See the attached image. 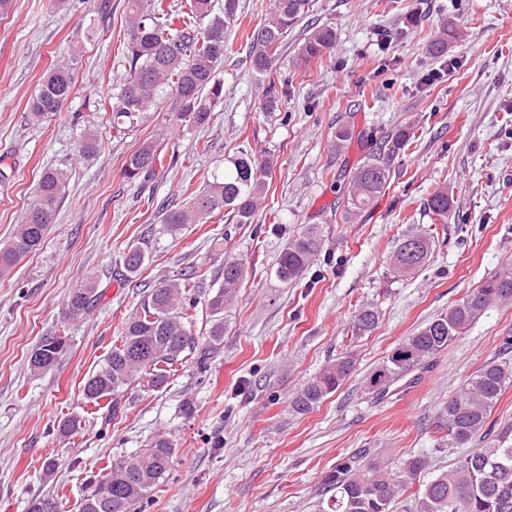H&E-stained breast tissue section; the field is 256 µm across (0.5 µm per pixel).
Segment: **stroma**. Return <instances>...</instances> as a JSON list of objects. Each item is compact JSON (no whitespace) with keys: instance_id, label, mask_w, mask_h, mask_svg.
<instances>
[{"instance_id":"35a3bbf8","label":"stroma","mask_w":512,"mask_h":512,"mask_svg":"<svg viewBox=\"0 0 512 512\" xmlns=\"http://www.w3.org/2000/svg\"><path fill=\"white\" fill-rule=\"evenodd\" d=\"M235 4L217 69L224 102L211 122L175 120L168 94L124 130L109 125L102 101L128 66L127 0H10L0 12V160L14 171L0 186V244L22 222L42 172L69 173L39 250L0 279V512H27L33 496L48 493L62 512H78L112 459L160 432L175 453L140 512H320L325 477L360 449L392 469L424 455L435 472L463 454L440 448L436 418L452 392L499 358L503 336L512 335V305L489 307L385 397L368 391L365 378L403 339L512 266V0H311L267 76L253 70L247 38L273 0ZM93 19L104 34L88 42L79 29ZM450 24L457 36L447 52L429 55L430 41ZM317 26L335 30V48L296 66ZM62 61L72 67L71 96L57 115L27 122L31 95ZM446 61L453 70L430 79ZM271 81L279 102L264 112ZM87 128L100 132L101 149L83 157L78 142ZM400 131L407 138L391 159L387 189L348 217L343 193L352 172L373 140ZM154 140L161 164L148 180L128 179L126 159ZM243 152L267 171L253 223L224 212L160 234L163 200L189 202ZM442 188L451 202L444 221L428 209ZM310 224L321 229L322 249L299 280L283 283L278 255ZM418 231L433 242L428 261L413 274H393L392 252ZM142 244L146 263L136 279L102 278L128 246ZM228 258L243 263L245 276L206 368L177 366L162 389L124 388L115 416L89 413L84 383L119 345L147 285L207 271L191 309L202 342L206 301ZM93 275L101 300L68 321L71 292ZM370 303L379 323L354 337V316ZM60 334L69 339L66 354L49 373L33 374V350ZM344 354L353 369L336 392L306 414L292 413L291 393ZM69 417L80 428L60 434Z\"/></svg>"}]
</instances>
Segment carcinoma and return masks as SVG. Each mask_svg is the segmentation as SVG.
Here are the masks:
<instances>
[{
    "label": "carcinoma",
    "mask_w": 512,
    "mask_h": 512,
    "mask_svg": "<svg viewBox=\"0 0 512 512\" xmlns=\"http://www.w3.org/2000/svg\"><path fill=\"white\" fill-rule=\"evenodd\" d=\"M130 16L126 45L128 74L116 101L111 104L112 126L133 128L142 120L156 98L172 91L177 104V119L195 126L212 120L221 103L224 84L217 66L224 60L225 31L234 22L232 5H224V17L213 19L204 30L198 21L208 17L212 0H186L187 9H165L163 0L153 5L143 0H128ZM310 0H274V11L250 37V57L254 70L266 74L273 66L274 54L284 34L309 11ZM336 46V32L318 27L305 39L297 54L299 63L307 65ZM72 93L70 66L59 64L43 78L28 104L27 118L40 122L61 111ZM406 133L373 144L366 161L349 181L345 211L354 215L367 206L385 188L390 177L389 162ZM98 131L87 129L81 136L78 152L97 154ZM160 161L158 145L146 142L126 160L125 175L130 179L148 178ZM264 168L247 153L234 158L231 168L221 178L208 182L206 188L183 206L172 200L162 205V232L176 234L189 224H203L224 210L234 213L237 222L250 224L260 205L265 187ZM68 172L63 168L44 170L29 203L22 224L8 243L0 246V278L10 274L27 255L36 251L54 223L66 193ZM429 210L441 218L448 217L451 204L448 189L435 192L428 200ZM321 237L308 228L291 238L276 262V277L284 282L298 280L321 251ZM431 241L421 233L405 236L391 257L393 268L410 273L427 261ZM146 262L145 250L129 246L120 265L124 277L137 276ZM206 272L197 269L176 279H160L150 286L141 307L126 320L120 345L103 359L87 378L84 399L94 405L112 399V412L121 390L141 378L148 386L160 388L168 382L173 367L194 356L198 366L222 344L224 318L234 303L243 277V267L235 259L224 260L223 283L207 299L212 326L205 347L197 349L192 322L186 313V301L199 287ZM102 293L91 282L69 296L67 309L72 320L80 319L100 301ZM512 301V268L491 277L472 293L448 308V312L426 323L398 344L382 363L372 370L365 383L373 393H386L389 387L412 371L424 367L448 344L463 335L478 321L487 308ZM378 311L369 305L354 316L352 331L361 336L378 324ZM67 345L52 348L41 340L29 363L35 374L50 372ZM504 358L494 359L470 376L449 398L437 422L444 432L440 442L450 448H469L446 471L436 473L424 485L415 500V512H512V435L493 433L487 420L501 392L512 384V362L505 355L512 352V335L502 338ZM352 361L348 356L336 358L308 380L289 398V407L306 414L328 394L334 392L349 375ZM174 455L172 442L157 435L147 447L112 461L104 478L96 481L79 504V512H136L137 504L162 479ZM367 450L345 457L325 479L329 512H391L397 495L417 476L429 468L424 456H414L398 469L389 472L378 465L363 462ZM28 512H60L57 500L50 495L37 496Z\"/></svg>",
    "instance_id": "carcinoma-1"
}]
</instances>
